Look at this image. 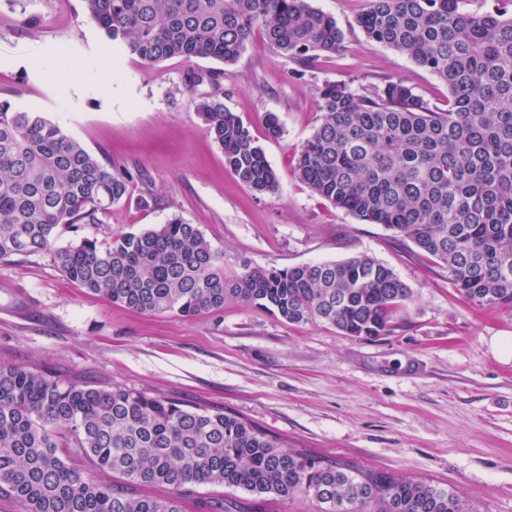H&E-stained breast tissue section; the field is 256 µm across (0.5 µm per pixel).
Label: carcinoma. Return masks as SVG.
I'll return each mask as SVG.
<instances>
[{"mask_svg":"<svg viewBox=\"0 0 512 512\" xmlns=\"http://www.w3.org/2000/svg\"><path fill=\"white\" fill-rule=\"evenodd\" d=\"M83 3L108 40L150 67L171 58L230 65L257 31L301 61L336 52L344 39L308 0ZM358 23L443 81L448 109L400 80L363 93L328 82L319 91L321 124L295 151L297 177L448 267L464 300L512 312V11L369 0ZM224 74L191 68L185 85L218 90ZM197 113L241 183L277 190L263 149L219 94ZM127 197L126 177L59 124L0 99L1 262L48 253L78 287L141 313L217 314L234 299L290 324L319 320L364 339L392 333L413 299L390 267L365 254L278 270L245 264L226 275L224 256L179 218L57 245L62 229L99 224ZM195 485L305 500L313 512H471L453 487L288 448L228 411L0 363V499L19 512H231L223 497L195 496Z\"/></svg>","mask_w":512,"mask_h":512,"instance_id":"carcinoma-1","label":"carcinoma"}]
</instances>
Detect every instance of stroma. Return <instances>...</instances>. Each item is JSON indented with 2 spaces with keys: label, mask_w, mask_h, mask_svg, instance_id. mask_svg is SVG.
<instances>
[{
  "label": "stroma",
  "mask_w": 512,
  "mask_h": 512,
  "mask_svg": "<svg viewBox=\"0 0 512 512\" xmlns=\"http://www.w3.org/2000/svg\"><path fill=\"white\" fill-rule=\"evenodd\" d=\"M311 4L344 33L335 53L302 63L257 35L221 81L225 107L277 173L274 194L238 182L202 130L195 103L212 88L187 90L184 75L215 60L145 68L105 39L82 0H0V99L45 113L128 180V201L60 244L178 217L223 254L229 274L245 263L284 269L365 254L414 292L398 329L352 338L236 301L194 318L140 313L76 287L36 254L0 263V363L229 410L287 446L457 488L473 512H512V313L462 299L447 269L336 209L295 173L293 151L321 122L325 83L371 90L400 78L440 109L448 88L366 37L357 18L367 0ZM32 16L41 20L33 31ZM269 112L280 138L267 134Z\"/></svg>",
  "instance_id": "35a3bbf8"
}]
</instances>
